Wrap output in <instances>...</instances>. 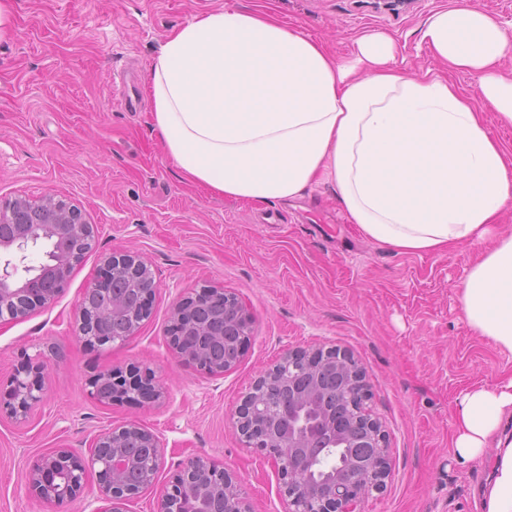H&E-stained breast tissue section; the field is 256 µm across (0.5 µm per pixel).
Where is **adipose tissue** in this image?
Wrapping results in <instances>:
<instances>
[{
    "label": "adipose tissue",
    "instance_id": "1",
    "mask_svg": "<svg viewBox=\"0 0 512 512\" xmlns=\"http://www.w3.org/2000/svg\"><path fill=\"white\" fill-rule=\"evenodd\" d=\"M421 41L436 63L414 75L382 34L353 59L252 11L195 17L162 39L148 92L153 124L179 171L228 200L266 203L328 183L351 223L402 254L494 239L458 292L462 317L512 353V153L485 121L512 125V77L498 65L512 30L468 5L431 15ZM468 75L473 100L441 69ZM458 462L491 458L483 512H512V378L464 391Z\"/></svg>",
    "mask_w": 512,
    "mask_h": 512
}]
</instances>
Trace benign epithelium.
I'll list each match as a JSON object with an SVG mask.
<instances>
[{"instance_id": "7a95c632", "label": "benign epithelium", "mask_w": 512, "mask_h": 512, "mask_svg": "<svg viewBox=\"0 0 512 512\" xmlns=\"http://www.w3.org/2000/svg\"><path fill=\"white\" fill-rule=\"evenodd\" d=\"M34 210L47 213L49 228L56 241L70 242L72 248L57 250L56 258L40 273V279L50 284L48 288L39 282L17 277L8 270L6 263L1 265L0 318L5 313L12 319L22 318L32 309L52 303L67 285L74 263L92 249L94 229L82 211L46 193L35 199L27 196L0 198V226L9 227L8 234L0 233V251H18L33 239L35 225L28 223L26 214ZM119 266L144 273L137 307L141 315L151 314L156 283L151 270L136 252L123 251L104 256L99 275L86 290L104 293L111 290ZM221 294L225 295L226 307L231 311L240 335L248 336L250 313L236 295L225 294L219 289H205L181 299L171 315L169 336L172 349L185 362L209 375H220L230 367L210 363L202 355L182 346L178 337L183 335L184 320L189 318L195 306L211 295L217 297ZM77 317L76 340L99 346L114 343L110 336H91L85 332L84 326L92 319V314L83 296L78 301ZM330 354L338 355L336 361L356 377L362 392L368 393L363 373L349 354L334 348L288 350L256 380L253 391L233 412L237 429L246 444L267 454L277 464L284 493L291 498L295 512H360V502L371 492L380 490L388 476L386 437L380 424L367 413L361 440L365 452L349 458L343 471L333 473L328 487L319 489L311 478L312 471L318 466L312 456L313 448L323 441L330 442L333 448H354L356 442L350 433L339 431L337 421L331 417L312 413V401L319 400L315 389L296 395L288 407L281 409V413L288 416V437L272 438L255 422L258 399L274 376L287 370L297 371L301 363L312 366L326 360ZM46 370L47 363L38 362L25 365L14 373L10 401L6 404V411L11 417L26 418L29 411L42 401ZM104 384L110 385L109 402L119 399L155 401L161 397V391L153 385L152 378L133 367L96 375L90 381L92 395L101 398L100 387ZM161 462L158 437L135 423H127L99 433L85 460L75 457L65 448L44 455L30 476L29 488L32 495L42 501L72 500L82 492L85 471L92 469L96 472L102 500L106 503L102 512H125L126 502L142 488L155 483ZM218 496L224 512H249L240 484L233 474L215 470L207 461L193 458L182 465L170 487L164 490L160 512H215L216 503L211 498Z\"/></svg>"}]
</instances>
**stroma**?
<instances>
[{
    "instance_id": "obj_1",
    "label": "stroma",
    "mask_w": 512,
    "mask_h": 512,
    "mask_svg": "<svg viewBox=\"0 0 512 512\" xmlns=\"http://www.w3.org/2000/svg\"><path fill=\"white\" fill-rule=\"evenodd\" d=\"M464 3L512 24V0H11L0 37V198L52 193L81 209L95 242L54 303L0 319L1 395L22 364H48L44 398L28 417L0 414V512H100L94 471L63 503L34 498L29 473L59 448L88 457L96 434L130 421L159 438L163 466L128 512H159L164 488L195 457L238 474L251 512H289L277 467L246 445L232 411L284 351L318 347L358 362L365 408L386 435L389 475L363 512H478L489 466L454 456L457 400L512 377V354L477 336L459 309L478 246L398 253L350 224L327 185L287 203L208 194L166 155L150 103L127 111L115 81L123 71L146 89L163 37L224 8L272 13L344 57L364 36L386 35L397 63L421 74L434 65L420 43L425 20ZM127 249L157 282L151 315L125 343L76 341L84 288L106 254ZM204 287L236 294L252 317L244 356L216 376L167 340L173 303ZM132 366L150 371L160 399L92 395V377Z\"/></svg>"
}]
</instances>
